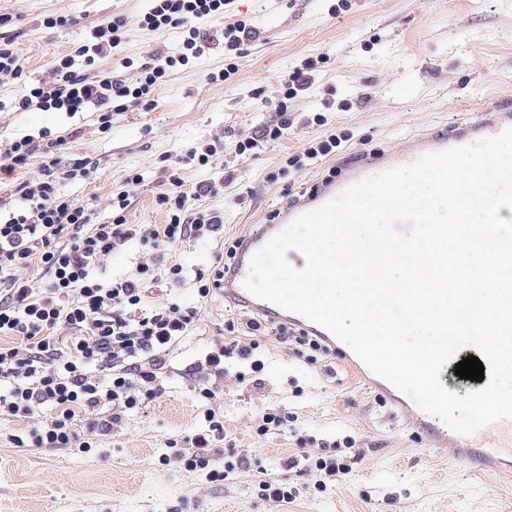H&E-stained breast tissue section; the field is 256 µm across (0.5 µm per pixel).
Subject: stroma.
<instances>
[{
    "label": "stroma",
    "mask_w": 512,
    "mask_h": 512,
    "mask_svg": "<svg viewBox=\"0 0 512 512\" xmlns=\"http://www.w3.org/2000/svg\"><path fill=\"white\" fill-rule=\"evenodd\" d=\"M336 3L235 0L233 14L252 17L262 30L260 41L239 58L237 75L208 81V73L224 67V22L209 21L203 55L170 71L151 108L133 105L114 113L104 133L94 109L23 112L18 103L98 22L118 15L129 20L121 45L98 60L100 71H120L125 59L139 65L157 52L179 55L176 31L138 26L135 18L149 9V0H0L23 66L18 78L0 81V142L46 129L64 136L62 162L87 160L93 171L61 189L96 224L110 221V198L123 190L129 223H166L155 203L170 188L165 172L176 173L183 191H190L210 172L186 162V154L220 142L225 164L240 175L201 206L223 214L225 237L237 238L267 223L284 205V192L303 198L330 170L450 129L473 109L512 108V0H443L438 6L430 0H348L341 10ZM306 57L323 63L313 97L295 103L297 123L251 156H237L238 139L274 118L262 111L253 90L273 95L291 66ZM324 99L331 103L325 110L319 107ZM315 108L321 121L310 118ZM333 132L345 135L335 155L284 169L285 153L302 152L309 141ZM134 172L144 180L126 188ZM272 173L273 183L267 180ZM221 250L208 239L178 245L188 279L174 283L163 276L154 284V301L200 304L198 321L171 349L162 393L126 415L105 449L18 448L9 437L25 431L27 422L0 420V512H512V476L477 472L428 446L408 415L367 388L340 354L311 364L272 335L259 339L263 371L252 372L235 358L224 361L220 411L246 466L212 482L204 472L161 465L170 441L205 428L208 404L194 391L190 372L223 342L225 322L241 315L239 306L217 294L197 301L190 274L213 266ZM153 259L151 246L136 242L92 272L109 284ZM266 411L288 415L292 427L312 436V455H323L324 444L334 442L337 456H345L342 440L355 439L359 452L351 473L321 492L317 472L286 468L298 449L290 434H257ZM263 479L292 487L295 499L262 498Z\"/></svg>",
    "instance_id": "1"
}]
</instances>
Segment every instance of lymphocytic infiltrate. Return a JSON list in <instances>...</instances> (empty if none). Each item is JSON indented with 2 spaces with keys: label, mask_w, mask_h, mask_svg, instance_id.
<instances>
[{
  "label": "lymphocytic infiltrate",
  "mask_w": 512,
  "mask_h": 512,
  "mask_svg": "<svg viewBox=\"0 0 512 512\" xmlns=\"http://www.w3.org/2000/svg\"><path fill=\"white\" fill-rule=\"evenodd\" d=\"M229 3L152 0L141 26L178 30L182 52L177 57L153 54L130 79L109 71L87 74L88 66L121 44L127 26L123 17L100 22L75 56L59 57L49 77L30 88L19 110L80 112L92 106L99 112L100 129L111 130L113 113L126 111L132 100L152 106L153 93L170 69L203 54L204 21L225 15ZM260 35L259 27L247 19L225 24L224 68L210 74V81L234 78L238 58ZM78 56L84 59V69L74 66ZM316 70V61L304 59L285 75L275 96L262 98V106L276 118L264 124L258 136L238 140V155H250L259 142L281 138L294 101L313 85ZM64 142L63 136L45 134L0 147V171L9 174L24 169L35 152L45 158L38 178L16 185L17 205L0 213V419H33L24 434L10 435L15 447L85 453L93 441L111 437L127 413L161 392L170 349L198 318L197 307L150 302V287L157 280L152 264H141L132 277L109 286L92 275V267L137 240L151 243L163 257L186 241L223 235V216L189 212L187 202L219 195L228 178L202 180L188 193L180 190L178 178H170V191L156 198L169 213V223L152 228L129 223L125 191L111 201V221L95 224L85 208L61 191L64 181L88 174L85 163L61 164L57 154ZM243 245L240 238L225 241L216 266L196 271L200 299L215 293ZM246 327L274 331L282 344L294 346L312 362L326 351L316 336L272 318L250 319ZM258 347L255 341L243 345L233 339L206 355L198 390L210 403L204 413L207 427L185 437L184 447L172 448L162 459L164 465L205 472L213 482L224 481L234 470L231 461L220 469L212 465L225 439L224 420L214 406L217 383L224 378L226 357L249 360Z\"/></svg>",
  "instance_id": "1"
}]
</instances>
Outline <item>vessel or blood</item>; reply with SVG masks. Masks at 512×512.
I'll return each instance as SVG.
<instances>
[{"label":"vessel or blood","instance_id":"vessel-or-blood-1","mask_svg":"<svg viewBox=\"0 0 512 512\" xmlns=\"http://www.w3.org/2000/svg\"><path fill=\"white\" fill-rule=\"evenodd\" d=\"M509 127H512V111L502 109L491 121L466 120L450 131L409 139L399 151L346 168L336 180L318 189L307 200L288 209L283 216L284 222L293 221L298 216L333 200L346 188L366 177L390 168L412 164L431 152L477 142L497 135ZM281 230V224H265L253 231L237 255L230 277L224 282L225 295L233 301L247 302L275 319L295 323L315 333L332 348L343 349L341 341L326 329L299 314L260 300L245 289L244 282L250 273L253 254ZM343 351L349 366L357 376L382 396L402 407L412 418L416 429L424 433L431 447L450 452L454 460L463 466L482 470L501 464L505 459H512V419H503L480 428L470 436L447 431L437 426L430 415L422 411L411 397L399 392L389 382L370 371L352 351Z\"/></svg>","mask_w":512,"mask_h":512}]
</instances>
